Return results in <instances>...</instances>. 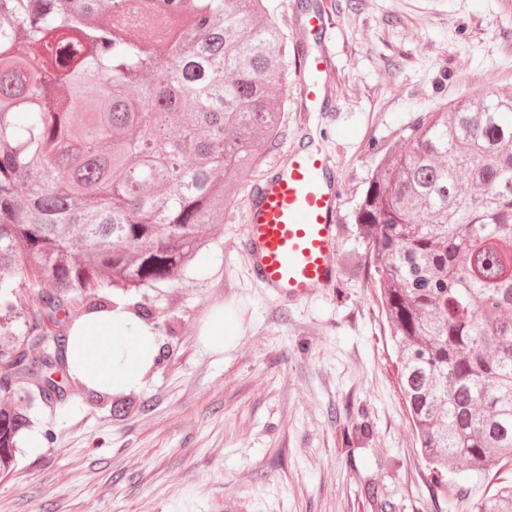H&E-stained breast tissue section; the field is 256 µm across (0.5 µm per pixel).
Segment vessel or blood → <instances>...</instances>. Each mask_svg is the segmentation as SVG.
Segmentation results:
<instances>
[{
	"label": "vessel or blood",
	"mask_w": 512,
	"mask_h": 512,
	"mask_svg": "<svg viewBox=\"0 0 512 512\" xmlns=\"http://www.w3.org/2000/svg\"><path fill=\"white\" fill-rule=\"evenodd\" d=\"M330 71L327 53L303 60L300 90L304 101L324 100ZM341 193L335 162L310 134L251 181L243 245L251 273L262 287L292 301L333 287Z\"/></svg>",
	"instance_id": "vessel-or-blood-1"
}]
</instances>
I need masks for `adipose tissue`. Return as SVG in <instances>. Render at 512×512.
Returning a JSON list of instances; mask_svg holds the SVG:
<instances>
[{"label":"adipose tissue","instance_id":"adipose-tissue-1","mask_svg":"<svg viewBox=\"0 0 512 512\" xmlns=\"http://www.w3.org/2000/svg\"><path fill=\"white\" fill-rule=\"evenodd\" d=\"M67 336L69 373L89 389L138 386L159 353L151 325L120 303L84 313Z\"/></svg>","mask_w":512,"mask_h":512}]
</instances>
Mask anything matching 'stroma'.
<instances>
[{"instance_id": "35a3bbf8", "label": "stroma", "mask_w": 512, "mask_h": 512, "mask_svg": "<svg viewBox=\"0 0 512 512\" xmlns=\"http://www.w3.org/2000/svg\"><path fill=\"white\" fill-rule=\"evenodd\" d=\"M292 67L328 50V102L308 109L290 75L282 135L265 167L318 131L343 184L337 288L296 305L247 274L243 199L193 268L153 288L111 294L148 307L162 359L110 400L69 381L62 398L24 405L30 423L0 471V512H365L376 484L389 512H476L512 464L437 492L398 390L396 353L364 266L355 211L379 157L418 115L465 95L512 89V0H269ZM327 7L324 37L300 40ZM235 340L200 343L215 307Z\"/></svg>"}]
</instances>
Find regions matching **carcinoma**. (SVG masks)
I'll return each instance as SVG.
<instances>
[{"instance_id": "1", "label": "carcinoma", "mask_w": 512, "mask_h": 512, "mask_svg": "<svg viewBox=\"0 0 512 512\" xmlns=\"http://www.w3.org/2000/svg\"><path fill=\"white\" fill-rule=\"evenodd\" d=\"M291 64L268 0H0V353L64 395L72 302L173 281L281 136ZM469 181L474 193L459 191ZM436 484L512 462V92L426 112L354 215ZM27 416L0 409L9 466ZM478 512H512V481Z\"/></svg>"}]
</instances>
